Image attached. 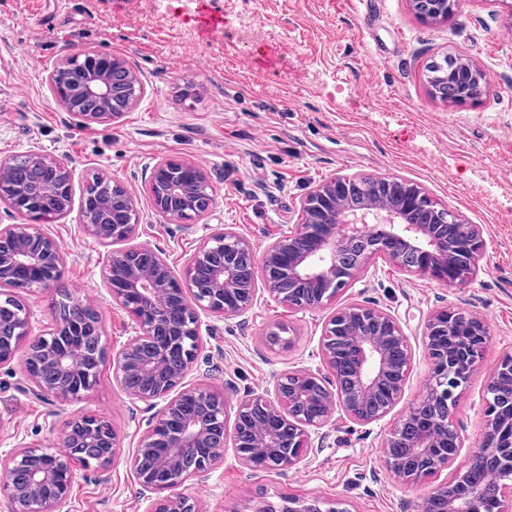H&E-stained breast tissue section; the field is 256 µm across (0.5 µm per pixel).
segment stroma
I'll use <instances>...</instances> for the list:
<instances>
[{
  "instance_id": "1",
  "label": "stroma",
  "mask_w": 512,
  "mask_h": 512,
  "mask_svg": "<svg viewBox=\"0 0 512 512\" xmlns=\"http://www.w3.org/2000/svg\"><path fill=\"white\" fill-rule=\"evenodd\" d=\"M379 9L383 19L366 36L360 0H0V159L40 150L68 162L72 209L46 229L65 250L63 286L102 314L108 353L129 343L134 322L101 282L109 248L81 220L85 185L97 175L131 185L141 239L179 273L227 225L263 252L297 223L307 194L337 174L415 183L481 229L480 270L461 286L401 272L379 257L316 310L264 296L241 317L201 313L202 344L188 381L222 393L231 408L282 372L321 369L324 325L351 304L398 318L412 351L394 409L366 426L336 412L312 433L299 471L249 469L226 446L223 464L183 489L204 512H250L258 498L276 503L288 495L339 499L347 512H419L440 478L399 483L383 462V442L430 374L427 318L450 308L481 317L489 329L454 410L463 446L445 477L477 449L486 377L512 355V0H463L438 24L424 23L409 0H379ZM87 48L128 59L145 84L115 121L79 123L48 89L61 58ZM447 56L484 68L494 89L461 104L431 98L428 69ZM161 157L207 172L209 212L178 224L153 212L147 180ZM279 323L294 329L292 347L268 344ZM25 357L21 350L0 365V455L22 445L57 447L72 413L101 414L122 451L107 466L78 470L60 512H145L131 456L153 413L121 392L108 365L85 399H46L34 391Z\"/></svg>"
}]
</instances>
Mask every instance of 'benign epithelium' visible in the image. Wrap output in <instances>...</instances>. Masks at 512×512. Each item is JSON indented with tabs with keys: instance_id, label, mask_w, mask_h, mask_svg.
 <instances>
[{
	"instance_id": "obj_1",
	"label": "benign epithelium",
	"mask_w": 512,
	"mask_h": 512,
	"mask_svg": "<svg viewBox=\"0 0 512 512\" xmlns=\"http://www.w3.org/2000/svg\"><path fill=\"white\" fill-rule=\"evenodd\" d=\"M459 0H411L422 18H447ZM53 97L79 121L108 122L129 111L144 92V84L124 58L96 49H85L62 59L49 73ZM29 164L39 170L34 182L8 176L14 160L0 161V200L18 214L32 218L28 197L54 196L60 212L70 208L71 169L63 159L32 151ZM356 178L334 176L312 190L302 201L298 223L268 244L257 255L250 240L228 227L209 238L176 275L157 249L138 240L139 201L123 180L108 175L82 201L83 222L90 234L112 244V256L100 277L114 304L139 308L134 317L136 335L112 356L113 382L131 399L152 409L165 401L157 414L160 424L178 410L186 397L198 406L173 427L167 450L158 455L157 472L143 467L154 452L155 429L144 433L131 463L141 494L149 501L146 512H203L197 500L179 492L193 476L202 477L224 463L227 433L243 435L235 445L238 460L248 464L244 449L253 448L266 460L263 470L298 468L312 450L311 432L325 427L336 410L354 422L367 425L385 417L398 403L411 364V348L399 322L382 309L353 304L333 315L324 325L322 355L326 371L289 370L279 374L273 387L251 394L228 413L224 397L211 389L187 383L200 344L199 314L224 318L245 315L259 292L298 310H315L330 301L334 289L355 281L378 253L399 270L409 273L412 263L426 267L443 286L460 283L458 271L477 272L484 255L480 229L465 225L470 239L465 246L448 243L442 225L415 213L425 192L414 186L397 205L349 201ZM148 199L152 209L169 221L203 215L213 205L211 184L199 166L159 159L151 169ZM64 251L41 224H7L0 227V365L12 360L20 344L29 342L26 369L37 391L59 400H80L97 385L100 366L85 370L89 357L107 356L104 327L98 307L87 298L59 288L60 280L40 274L63 268ZM54 291L60 295L52 310L53 327L31 337L30 316L24 295ZM478 319L454 310L430 315L423 342L432 371L426 389L401 417L384 440V461L401 482L413 483L425 475L448 469L454 459L435 455L434 438L421 436L405 442L408 459L390 449L402 442V433L416 416L439 418L450 412L459 377L472 374L482 354L474 349L464 356L437 348L432 337L462 333ZM356 339L355 367L344 388L338 378L336 337ZM512 357L496 365L487 377V392L512 406ZM495 413L486 410L483 439L468 464L443 480L424 498L421 512H482L483 499L470 492L460 500L455 486L473 468L487 471L498 487L512 486V440L502 441L504 427ZM112 424L103 416L84 412L64 425L60 446H21L0 456V495L10 512H59L66 501L74 471L105 466L120 453ZM167 496L155 499L153 495ZM252 512H347L340 501L319 497H281V502H258Z\"/></svg>"
}]
</instances>
